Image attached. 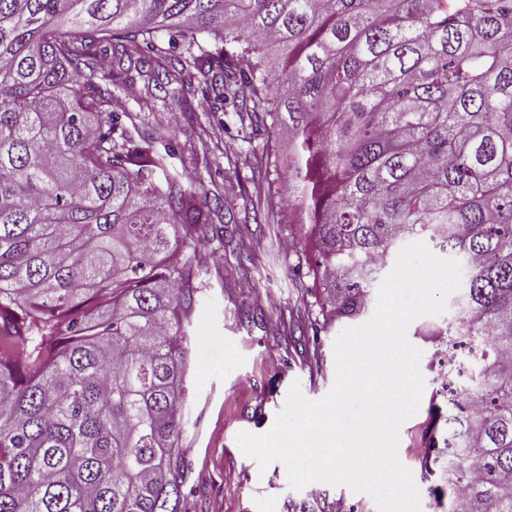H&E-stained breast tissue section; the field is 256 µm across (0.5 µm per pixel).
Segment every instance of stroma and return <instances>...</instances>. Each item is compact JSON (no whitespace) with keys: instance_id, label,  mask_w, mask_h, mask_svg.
<instances>
[{"instance_id":"1","label":"stroma","mask_w":512,"mask_h":512,"mask_svg":"<svg viewBox=\"0 0 512 512\" xmlns=\"http://www.w3.org/2000/svg\"><path fill=\"white\" fill-rule=\"evenodd\" d=\"M112 109L170 138L203 200L226 202L206 229L204 248L192 256L197 293L187 327L181 512H377L369 495L343 485L291 488L283 463L260 468L236 440L239 432L272 428L292 383L311 400L329 392L334 343L344 329L339 323L321 331L313 277L297 252L284 248L293 227L277 203L274 166L284 141L243 137L232 108L213 111L199 96L187 109L170 101L145 112L135 95L117 91ZM458 298L449 293L443 313L416 318L407 328L422 352L425 386L417 412L400 428L398 456L417 482L440 389L426 331L456 316Z\"/></svg>"}]
</instances>
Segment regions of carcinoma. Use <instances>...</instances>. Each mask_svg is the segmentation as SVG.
I'll return each instance as SVG.
<instances>
[{"label":"carcinoma","instance_id":"cac0c4a2","mask_svg":"<svg viewBox=\"0 0 512 512\" xmlns=\"http://www.w3.org/2000/svg\"><path fill=\"white\" fill-rule=\"evenodd\" d=\"M174 84L288 140L324 327L404 243L460 258L421 470L512 512V0H0V512H180V237L214 210L111 110Z\"/></svg>","mask_w":512,"mask_h":512}]
</instances>
